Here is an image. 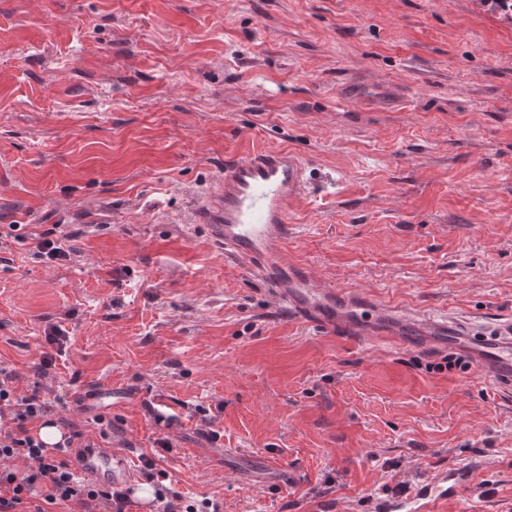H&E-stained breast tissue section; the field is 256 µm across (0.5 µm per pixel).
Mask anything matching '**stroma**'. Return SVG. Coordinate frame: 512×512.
Instances as JSON below:
<instances>
[{
  "instance_id": "35a3bbf8",
  "label": "stroma",
  "mask_w": 512,
  "mask_h": 512,
  "mask_svg": "<svg viewBox=\"0 0 512 512\" xmlns=\"http://www.w3.org/2000/svg\"><path fill=\"white\" fill-rule=\"evenodd\" d=\"M260 147L307 167L292 263L401 309L512 314V20L491 0H0L19 389L88 437L110 416L113 449L220 512H373L454 466L475 487L437 512H512V395L469 360L302 325L185 224ZM59 232L69 257H35Z\"/></svg>"
}]
</instances>
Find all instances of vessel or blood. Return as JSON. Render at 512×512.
<instances>
[{
	"instance_id": "1",
	"label": "vessel or blood",
	"mask_w": 512,
	"mask_h": 512,
	"mask_svg": "<svg viewBox=\"0 0 512 512\" xmlns=\"http://www.w3.org/2000/svg\"><path fill=\"white\" fill-rule=\"evenodd\" d=\"M306 189L304 164L295 152L254 150L225 160L215 184L194 197L187 221L203 227L212 243L264 282L275 306L287 308L302 322L370 342L460 351L478 371L512 392L511 315L481 326L456 315L397 310L358 298L291 263L283 249L292 232L288 214ZM78 468L83 477L99 483L129 485L135 480L126 455L104 446L83 450ZM462 482V471L438 470L408 495L377 501L375 509L432 512Z\"/></svg>"
}]
</instances>
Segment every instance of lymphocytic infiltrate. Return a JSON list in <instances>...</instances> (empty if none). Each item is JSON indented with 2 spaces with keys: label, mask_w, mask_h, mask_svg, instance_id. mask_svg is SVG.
Here are the masks:
<instances>
[{
  "label": "lymphocytic infiltrate",
  "mask_w": 512,
  "mask_h": 512,
  "mask_svg": "<svg viewBox=\"0 0 512 512\" xmlns=\"http://www.w3.org/2000/svg\"><path fill=\"white\" fill-rule=\"evenodd\" d=\"M16 375L0 362V512H57L74 505L80 512H126L125 490L82 478L75 453L86 447L82 432L68 430L54 445L37 434L50 411L38 392L23 393Z\"/></svg>",
  "instance_id": "lymphocytic-infiltrate-1"
}]
</instances>
